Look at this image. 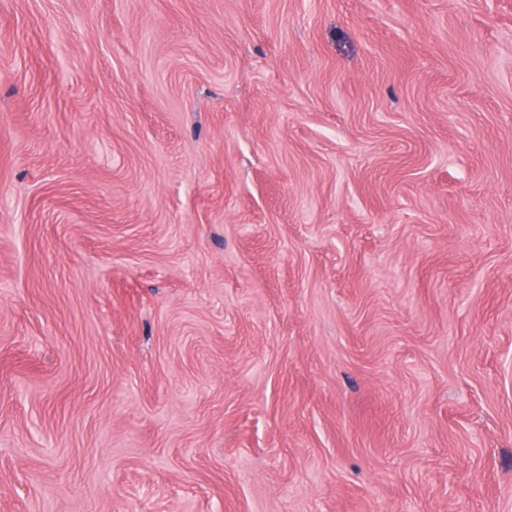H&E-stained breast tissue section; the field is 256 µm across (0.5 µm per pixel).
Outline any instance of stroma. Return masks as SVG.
<instances>
[{
  "label": "stroma",
  "mask_w": 512,
  "mask_h": 512,
  "mask_svg": "<svg viewBox=\"0 0 512 512\" xmlns=\"http://www.w3.org/2000/svg\"><path fill=\"white\" fill-rule=\"evenodd\" d=\"M0 512H512V0H0Z\"/></svg>",
  "instance_id": "obj_1"
}]
</instances>
